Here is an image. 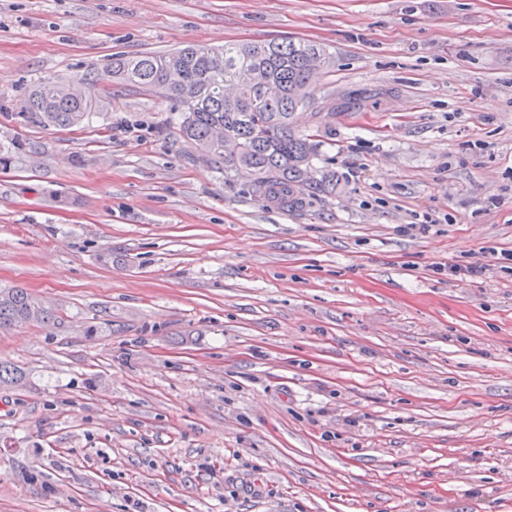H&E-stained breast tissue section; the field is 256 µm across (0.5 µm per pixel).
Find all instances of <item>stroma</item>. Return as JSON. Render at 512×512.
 <instances>
[{"label": "stroma", "instance_id": "obj_1", "mask_svg": "<svg viewBox=\"0 0 512 512\" xmlns=\"http://www.w3.org/2000/svg\"><path fill=\"white\" fill-rule=\"evenodd\" d=\"M274 40L336 58L298 211L102 78ZM0 154V289L56 314L0 332V512H512V0H0ZM76 84L81 88L77 95L66 92V88ZM96 86L93 79H80L68 85L45 82L31 91L22 102V111L38 115L48 126L67 128L81 123L88 112L90 90Z\"/></svg>", "mask_w": 512, "mask_h": 512}]
</instances>
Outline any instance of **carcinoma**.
<instances>
[{
    "mask_svg": "<svg viewBox=\"0 0 512 512\" xmlns=\"http://www.w3.org/2000/svg\"><path fill=\"white\" fill-rule=\"evenodd\" d=\"M335 65L319 43L269 42L222 48L190 46L163 54L114 56L105 76L181 106L178 135L201 157L224 166V180L287 211L336 190V175L313 167L318 142L296 128L295 110L310 102L315 74ZM77 95L45 82L22 102L48 126L67 128L88 112L92 79ZM49 324L53 312L24 288L0 290V331L18 322Z\"/></svg>",
    "mask_w": 512,
    "mask_h": 512,
    "instance_id": "carcinoma-1",
    "label": "carcinoma"
}]
</instances>
